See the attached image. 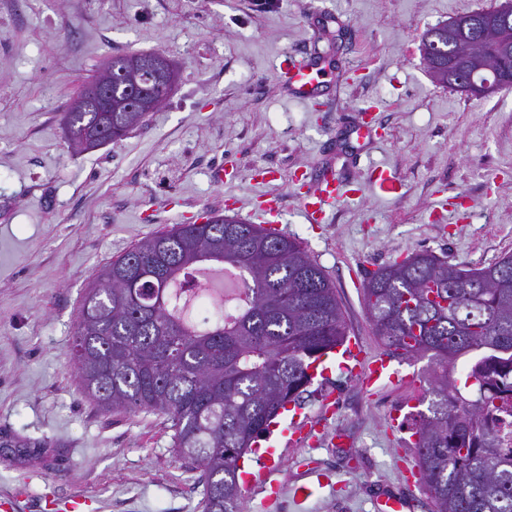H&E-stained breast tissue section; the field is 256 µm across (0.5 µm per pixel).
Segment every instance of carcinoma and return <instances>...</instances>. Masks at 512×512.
<instances>
[{
	"label": "carcinoma",
	"instance_id": "obj_1",
	"mask_svg": "<svg viewBox=\"0 0 512 512\" xmlns=\"http://www.w3.org/2000/svg\"><path fill=\"white\" fill-rule=\"evenodd\" d=\"M480 51L493 72L475 79L512 88V45L484 39ZM155 58L112 60L125 74L109 84L110 112L76 97L62 121L72 148L127 136L146 116L135 110L143 92L154 108L164 103L166 84L135 83ZM208 264L240 269L247 288L231 315L197 323L194 276ZM363 296L387 354L429 353L438 366L413 432L434 512H512V450L490 425L496 400L512 391V254L472 266L423 250L379 267ZM346 336L336 287L300 241L214 214L144 239L101 269L85 291L72 360L102 409L165 417L175 450L200 471L205 512H242L239 461ZM466 355L473 398L448 379V364Z\"/></svg>",
	"mask_w": 512,
	"mask_h": 512
}]
</instances>
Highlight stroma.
<instances>
[{
    "label": "stroma",
    "instance_id": "1",
    "mask_svg": "<svg viewBox=\"0 0 512 512\" xmlns=\"http://www.w3.org/2000/svg\"><path fill=\"white\" fill-rule=\"evenodd\" d=\"M500 0H0V512H203L199 472L177 455L164 418L113 413L83 392L71 361L87 286L139 240L224 214L227 198L253 223L256 199L282 200L279 234L299 240L336 287L350 336L385 350L364 306L366 275L428 249L478 265L512 252V89L475 96L437 84L420 34ZM163 52L179 78L169 98L119 142L88 151L61 125L86 80L111 57ZM308 52L354 68L338 109L285 99L276 73ZM373 108L376 143L348 133ZM334 164L344 183L376 165L404 190L365 189L305 223L291 176L318 179ZM234 166V181L219 172ZM275 171L271 182L256 169ZM448 221L432 224L433 208ZM304 412L349 446L289 445L272 478L289 487L306 470L327 483L304 503L269 504L249 491L243 512H373L383 491L407 492L413 419L434 364L401 359L412 379L364 388L325 357Z\"/></svg>",
    "mask_w": 512,
    "mask_h": 512
}]
</instances>
